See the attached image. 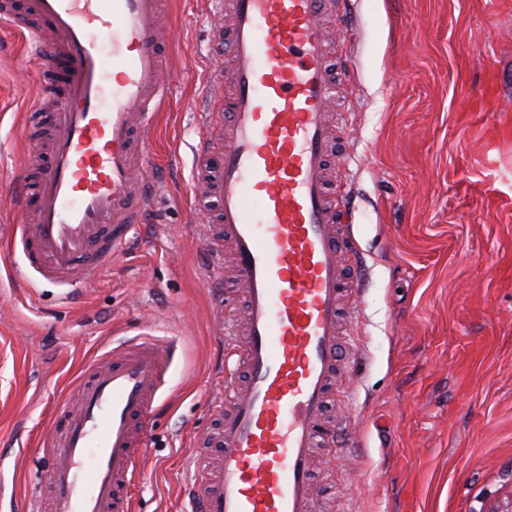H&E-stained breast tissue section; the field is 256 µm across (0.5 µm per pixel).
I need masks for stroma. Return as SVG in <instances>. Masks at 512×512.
I'll return each mask as SVG.
<instances>
[{
	"label": "stroma",
	"instance_id": "35a3bbf8",
	"mask_svg": "<svg viewBox=\"0 0 512 512\" xmlns=\"http://www.w3.org/2000/svg\"><path fill=\"white\" fill-rule=\"evenodd\" d=\"M335 31L355 85L342 153L348 220L368 275L359 295L336 456L313 476L317 512H512V210L489 190L466 132L487 70L512 71V0H352ZM172 82L150 131L158 203L135 246L60 305L0 251V512H32L40 446L81 371L125 340L177 344L129 488L138 512H191L183 486L224 364L211 329L204 241L211 203L193 179L195 112L211 62L201 0H169ZM43 58L0 28V234L30 144Z\"/></svg>",
	"mask_w": 512,
	"mask_h": 512
}]
</instances>
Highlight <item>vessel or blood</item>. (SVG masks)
<instances>
[{
  "label": "vessel or blood",
  "mask_w": 512,
  "mask_h": 512,
  "mask_svg": "<svg viewBox=\"0 0 512 512\" xmlns=\"http://www.w3.org/2000/svg\"><path fill=\"white\" fill-rule=\"evenodd\" d=\"M348 0H204L211 70L196 114L195 177L214 205L217 238L231 243L244 289L223 317L224 388L184 487L192 512H315V448L352 352L339 342L351 279L326 166L329 108L353 95L333 80L323 22L348 27ZM162 0H0V21L23 27L49 53L43 84L61 95L36 104L38 145L11 198L21 221L7 248L55 286L91 281L133 238L155 204L148 132L170 84L161 59ZM111 41L104 53L102 41ZM475 140L512 139V115L476 127ZM172 347L132 341L90 364L63 401L44 445L50 512H131L128 487L147 455L145 419L165 384Z\"/></svg>",
  "instance_id": "obj_1"
}]
</instances>
